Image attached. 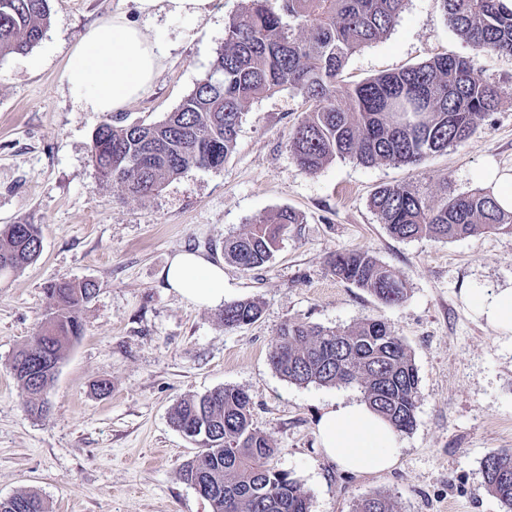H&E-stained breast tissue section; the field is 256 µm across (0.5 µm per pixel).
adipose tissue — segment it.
<instances>
[{
  "mask_svg": "<svg viewBox=\"0 0 512 512\" xmlns=\"http://www.w3.org/2000/svg\"><path fill=\"white\" fill-rule=\"evenodd\" d=\"M137 16L161 13L196 19L212 0H133ZM136 16V18H137ZM136 18L117 12L93 25L69 54L61 81L85 112H119L146 94L166 59L164 46L149 38ZM162 275L176 292L200 306L224 300V269L204 255L175 253ZM476 315L502 337L512 336V289L471 288ZM317 433L326 457L346 472L379 474L395 463L396 432L360 401H336L321 414Z\"/></svg>",
  "mask_w": 512,
  "mask_h": 512,
  "instance_id": "obj_1",
  "label": "adipose tissue"
}]
</instances>
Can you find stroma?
Returning <instances> with one entry per match:
<instances>
[{"instance_id":"35a3bbf8","label":"stroma","mask_w":512,"mask_h":512,"mask_svg":"<svg viewBox=\"0 0 512 512\" xmlns=\"http://www.w3.org/2000/svg\"><path fill=\"white\" fill-rule=\"evenodd\" d=\"M41 41L0 58V228L39 225L42 251L0 279V499L21 491L52 512H212L180 477L194 444L169 423L180 399L231 386L251 401L254 425L270 436L277 469L296 478L311 512H351L380 493L397 512H503L487 491L481 462L512 449V341L476 317L463 299L473 285L512 288V233L435 240L392 237L369 205L380 186L409 182L434 198L480 188L488 166L512 171V56L477 59L500 104L467 140L422 165L337 158L302 172L288 150L309 108L283 89L255 100L220 171L190 168L157 194L120 195L90 162L104 121L153 123L174 111L210 69L224 27L242 0H213L202 20L159 14L139 25L166 49L151 90L124 111L84 112L61 82L85 31L131 0H50ZM471 48L447 23L440 0H408L388 36L351 55L344 83ZM299 212L265 266L245 271L224 259V240L282 208ZM366 250L407 283L388 306L334 276L327 261ZM179 251L224 265V299L255 300L254 323L224 327L220 306L199 307L167 288L161 273ZM94 281L83 334L63 353L48 410L30 415L10 363L38 329L49 283ZM388 322L419 378L412 430L397 435L395 466L350 475L325 457L317 421L332 401L358 400L355 386L297 385L271 367V343L287 322L347 328ZM111 383L99 395V380Z\"/></svg>"}]
</instances>
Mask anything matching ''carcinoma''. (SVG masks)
Segmentation results:
<instances>
[{
  "label": "carcinoma",
  "instance_id": "1",
  "mask_svg": "<svg viewBox=\"0 0 512 512\" xmlns=\"http://www.w3.org/2000/svg\"><path fill=\"white\" fill-rule=\"evenodd\" d=\"M245 0L225 25L224 46L208 72L177 109L160 121L117 128L102 124L92 140L90 162L121 194L147 198L196 167L219 171L233 152L242 118L256 99L288 88L309 110L288 138L298 167L315 174L335 158L363 164L417 166L469 138L498 108L497 89L476 72L474 57L512 54V6L504 0H441L472 57L435 55L395 72L343 87L339 76L355 52L385 38L407 0ZM49 0H0V57L25 54L43 37ZM290 23H285L283 17ZM379 222L399 239L465 238L490 229L512 232V211L477 189L433 199L407 183L379 187L370 199ZM290 208L250 221L224 240V258L251 271L268 263L292 224ZM41 253L38 225L20 222L0 230V276L22 270ZM337 277L389 306L407 297L406 283L367 251L331 256ZM96 294L92 281L62 279L47 288L51 326L14 355L11 369L25 389L26 410L44 411L63 351L81 336V308ZM254 300L224 304L226 328L256 321ZM273 369L286 380L323 386L356 385L364 401L398 432L415 424L418 374L392 326L366 320L346 329L285 324L269 351ZM176 430L201 425L211 437L198 444L180 469L181 478L210 501L212 512H310L301 484L276 469L277 449L253 427L249 396L225 386L182 398L170 411ZM487 490L512 512V450L482 462ZM0 512H49L35 492L0 499ZM352 512H396L376 493Z\"/></svg>",
  "mask_w": 512,
  "mask_h": 512
}]
</instances>
